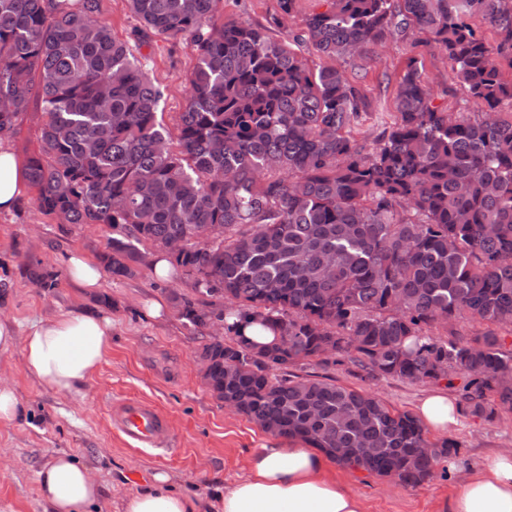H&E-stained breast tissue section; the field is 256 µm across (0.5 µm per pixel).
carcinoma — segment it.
<instances>
[{
  "label": "carcinoma",
  "instance_id": "1",
  "mask_svg": "<svg viewBox=\"0 0 512 512\" xmlns=\"http://www.w3.org/2000/svg\"><path fill=\"white\" fill-rule=\"evenodd\" d=\"M222 2L128 0L145 30L196 52L174 134L158 119L163 91L99 0H0V141L17 134L37 91L39 153L24 164L31 203L113 231L99 260L116 278L135 275L142 243L184 241L172 264L196 293L229 302L225 338L201 351L215 397L341 466L418 486L459 442L433 441L413 414L288 367L334 338L324 365L449 386L461 374V410L512 413L505 339L436 334L459 317L512 327V114L501 112L512 110L502 74L512 69V0H324L287 44L219 20ZM475 16L496 44L477 35ZM417 31L481 112L440 110L412 59L397 112L370 148L352 135L366 99L336 60ZM209 225L219 236L198 241ZM25 273L39 288L59 286L39 260ZM178 306L193 329L207 325L192 299ZM252 324L275 342L244 341Z\"/></svg>",
  "mask_w": 512,
  "mask_h": 512
}]
</instances>
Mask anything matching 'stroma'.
<instances>
[{
	"instance_id": "obj_1",
	"label": "stroma",
	"mask_w": 512,
	"mask_h": 512,
	"mask_svg": "<svg viewBox=\"0 0 512 512\" xmlns=\"http://www.w3.org/2000/svg\"><path fill=\"white\" fill-rule=\"evenodd\" d=\"M321 7L322 0H301L298 11L288 16L281 12L279 0H224L223 17L264 26L275 39L285 41L302 30L306 14ZM100 15L116 37L139 43L141 25L127 0H100ZM142 53L149 76L164 90L163 122L175 127L189 95L185 76L195 63L193 48L186 40L172 43L156 36ZM414 58L435 105L454 113L475 111L427 35L394 39L373 54L341 64L368 102L352 130L358 141L373 144L392 121L399 82ZM108 235L101 224L58 223L25 201L11 212H0L1 312L23 329L69 310H101L112 319L107 354L72 393L44 389L20 350L0 353V379L11 384L27 409L23 419L0 422V512H43L37 473L62 452L86 463L99 481L102 496L95 512H117L122 499L147 487L159 470L176 474L182 489L206 501L215 490L243 476L250 455L273 439L244 415L225 409L201 378L196 357L210 331L190 332L177 314L174 298L186 296L198 304L206 298L194 293L192 281L181 272L161 276L145 267L119 279L106 273L101 288L92 293L71 283L65 274L67 254L78 251L96 258ZM31 258L60 273L58 288L46 291L29 281L23 265ZM153 301L163 305L161 317L155 319L146 314ZM295 371L367 391L401 411H415L432 390L431 384L396 378L364 380L352 366L324 367L313 360L302 362ZM131 400L149 401L167 416L171 434L165 449L134 448L114 429L113 406ZM451 436L463 449L450 458L447 476L414 488L391 478H367L336 464L330 473L362 499L364 512H443L460 479L485 454L512 450V415L487 421L461 414Z\"/></svg>"
}]
</instances>
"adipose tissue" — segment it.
Here are the masks:
<instances>
[{"mask_svg": "<svg viewBox=\"0 0 512 512\" xmlns=\"http://www.w3.org/2000/svg\"><path fill=\"white\" fill-rule=\"evenodd\" d=\"M112 322L102 313L67 312L32 324L19 333L9 317L0 318V352L21 348L25 364L53 391L76 389L101 364L109 349ZM455 399L436 391L417 406L429 429L445 434L459 422ZM318 449L274 441L256 450L249 472L225 486L212 510L200 498L177 491L173 476L154 473L149 485L124 498L120 512H363L361 499L326 472ZM44 512H93L102 489L89 468L59 453L40 469ZM448 512H512V451L484 457L449 499Z\"/></svg>", "mask_w": 512, "mask_h": 512, "instance_id": "1", "label": "adipose tissue"}]
</instances>
